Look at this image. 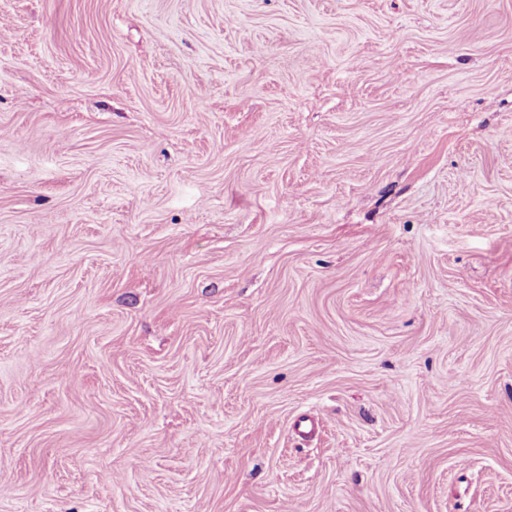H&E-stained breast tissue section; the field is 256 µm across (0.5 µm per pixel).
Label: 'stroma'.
Instances as JSON below:
<instances>
[{
	"label": "stroma",
	"instance_id": "1",
	"mask_svg": "<svg viewBox=\"0 0 512 512\" xmlns=\"http://www.w3.org/2000/svg\"><path fill=\"white\" fill-rule=\"evenodd\" d=\"M0 512H512V0H0Z\"/></svg>",
	"mask_w": 512,
	"mask_h": 512
}]
</instances>
